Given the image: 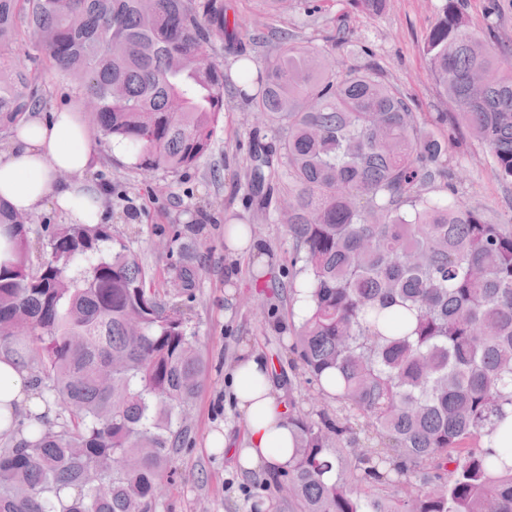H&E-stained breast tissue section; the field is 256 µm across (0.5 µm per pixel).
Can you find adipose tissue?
Listing matches in <instances>:
<instances>
[{"label":"adipose tissue","instance_id":"adipose-tissue-1","mask_svg":"<svg viewBox=\"0 0 512 512\" xmlns=\"http://www.w3.org/2000/svg\"><path fill=\"white\" fill-rule=\"evenodd\" d=\"M96 148L78 110L34 115L0 141V200L14 210L32 214L53 203L82 224L103 217L102 192L87 178ZM235 407L247 425L246 445L234 449L245 472L279 471L294 457L295 428L274 393L272 371L260 355L246 351L232 375ZM47 411L31 384L22 356L0 357V438L15 437L20 416Z\"/></svg>","mask_w":512,"mask_h":512}]
</instances>
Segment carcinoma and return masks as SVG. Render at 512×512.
Instances as JSON below:
<instances>
[{
	"mask_svg": "<svg viewBox=\"0 0 512 512\" xmlns=\"http://www.w3.org/2000/svg\"><path fill=\"white\" fill-rule=\"evenodd\" d=\"M367 17L387 0H346ZM267 15L314 0H266ZM224 0H0V126L47 104L50 70L86 95L105 138L132 147L144 176L212 153L231 84L276 133L255 139L259 209L281 196L291 262L311 306L292 350L343 419L290 417L294 462L275 488L300 512H512V466L481 444L512 414V224L431 196L450 180V123L485 144L512 182V67L441 0L422 51L453 112L424 114L336 28L326 45L264 25L277 45L232 77L207 49L224 40ZM34 42L43 57L16 52ZM17 236L0 269V349L24 333L35 381L67 416L0 448V512H154L185 447L205 362L175 298L103 224H50L29 258L30 216L0 203Z\"/></svg>",
	"mask_w": 512,
	"mask_h": 512,
	"instance_id": "obj_1",
	"label": "carcinoma"
}]
</instances>
